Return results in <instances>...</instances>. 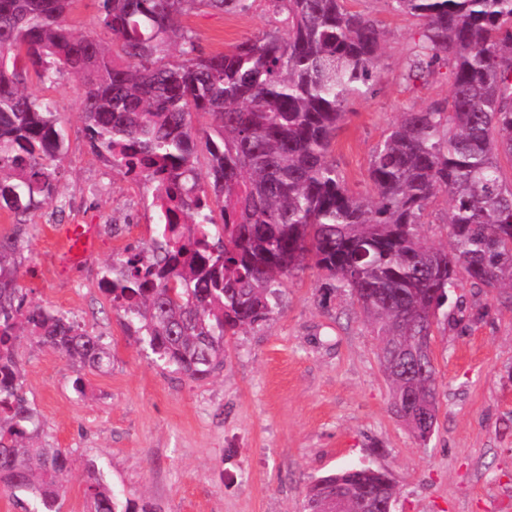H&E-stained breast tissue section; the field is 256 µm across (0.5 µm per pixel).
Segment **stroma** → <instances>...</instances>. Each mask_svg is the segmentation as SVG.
<instances>
[{
    "mask_svg": "<svg viewBox=\"0 0 512 512\" xmlns=\"http://www.w3.org/2000/svg\"><path fill=\"white\" fill-rule=\"evenodd\" d=\"M385 31L377 92L355 100L333 156L348 187L370 197L368 167L386 130L409 107L447 96V74L429 87L404 82L406 49L420 24L385 0H353ZM278 21L269 0L244 12L204 9L181 16L204 51L252 39ZM66 22L79 36L111 42L98 0H73ZM26 88L57 112L68 151L59 198L27 215L0 212V239L24 224L25 288L32 303L67 311L112 349V366L79 367L22 340L23 389L56 446L69 451L59 512H86L88 468L121 500L151 512H301L308 486L352 466L386 471L393 512H512V296L463 282L433 327L437 421L418 438L390 408L377 341L349 292L327 290L308 269L288 279L261 326L229 343L224 367L192 380L153 361L100 291L102 268L123 248L157 235L150 192L97 157L85 136L83 91L68 72ZM121 227L112 235L109 224ZM87 224L94 249L79 258L57 226ZM84 395L72 388L75 377Z\"/></svg>",
    "mask_w": 512,
    "mask_h": 512,
    "instance_id": "1",
    "label": "stroma"
}]
</instances>
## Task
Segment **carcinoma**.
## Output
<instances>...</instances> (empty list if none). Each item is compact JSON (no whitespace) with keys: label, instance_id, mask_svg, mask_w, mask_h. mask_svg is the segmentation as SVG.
<instances>
[{"label":"carcinoma","instance_id":"carcinoma-1","mask_svg":"<svg viewBox=\"0 0 512 512\" xmlns=\"http://www.w3.org/2000/svg\"><path fill=\"white\" fill-rule=\"evenodd\" d=\"M72 0H0V210L17 215L57 198L65 133L27 92L30 73L64 69L83 86L93 152L153 191L158 240L112 260L100 284L138 342L189 379L224 368L228 339L268 321L298 271L349 292L378 336L391 406L420 438L438 409L436 370L412 365L448 291L467 280L512 291V0H386L422 23L403 79L448 68V97L401 113L375 146L373 197L352 193L332 155L349 105L374 94L385 33L348 0H270L287 14L220 53H205L178 18L202 8L245 11L251 0H99L108 45L65 23ZM210 123L200 131L193 116ZM209 155L207 181L195 168ZM448 201V245L422 224ZM21 228L0 240V488L23 512H58L68 453L51 446L23 392L17 346L109 369L108 345L69 313L33 305L20 285ZM345 512L396 495L389 475L355 466L317 479L303 512ZM88 512H131L99 476Z\"/></svg>","mask_w":512,"mask_h":512}]
</instances>
